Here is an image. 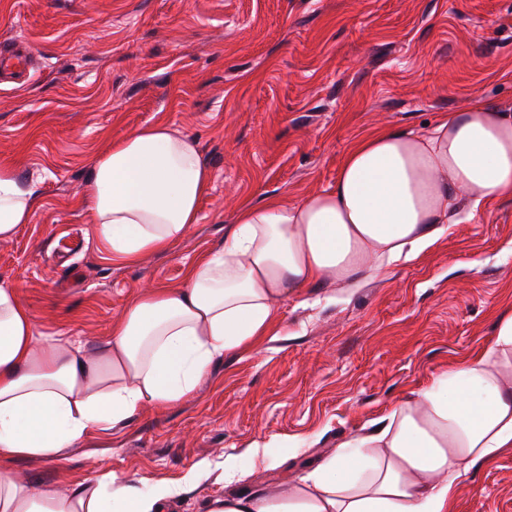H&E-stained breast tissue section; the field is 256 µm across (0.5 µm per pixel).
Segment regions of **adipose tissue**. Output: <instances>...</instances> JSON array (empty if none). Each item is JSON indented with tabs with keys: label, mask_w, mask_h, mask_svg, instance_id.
I'll list each match as a JSON object with an SVG mask.
<instances>
[{
	"label": "adipose tissue",
	"mask_w": 512,
	"mask_h": 512,
	"mask_svg": "<svg viewBox=\"0 0 512 512\" xmlns=\"http://www.w3.org/2000/svg\"><path fill=\"white\" fill-rule=\"evenodd\" d=\"M211 174L197 142L157 122L93 160L80 202L122 265L167 252L199 220ZM42 178L0 164V241L31 223ZM512 197V113L484 100L423 132L382 129L346 155L329 190L239 209L224 246L178 288L135 292L105 343L47 339L0 283V458L63 460L89 436L182 402L225 353L269 335L281 302L355 293L444 235L462 193ZM276 493L207 500L203 512H452L458 479L512 447V311L482 354L436 374L370 431ZM183 484L141 489L97 470L65 488L0 471V512H161Z\"/></svg>",
	"instance_id": "obj_1"
}]
</instances>
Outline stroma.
Instances as JSON below:
<instances>
[{
	"mask_svg": "<svg viewBox=\"0 0 512 512\" xmlns=\"http://www.w3.org/2000/svg\"><path fill=\"white\" fill-rule=\"evenodd\" d=\"M14 40L34 69L0 82V162L41 175L42 201L0 242V282L55 339L105 340L137 286L181 287L242 205L329 190L370 133L423 130L477 97L512 109V0H0V43ZM157 121L197 140L210 188L182 241L115 266L80 189L106 145ZM471 201L461 195L417 261L314 308L286 300L274 335L214 362L180 404L144 410L68 459L0 466L55 485L95 467L145 488L259 441L274 467L230 484L201 477L163 512L292 485L491 345L512 309V198ZM454 512H512V447L460 481Z\"/></svg>",
	"mask_w": 512,
	"mask_h": 512,
	"instance_id": "1",
	"label": "stroma"
}]
</instances>
